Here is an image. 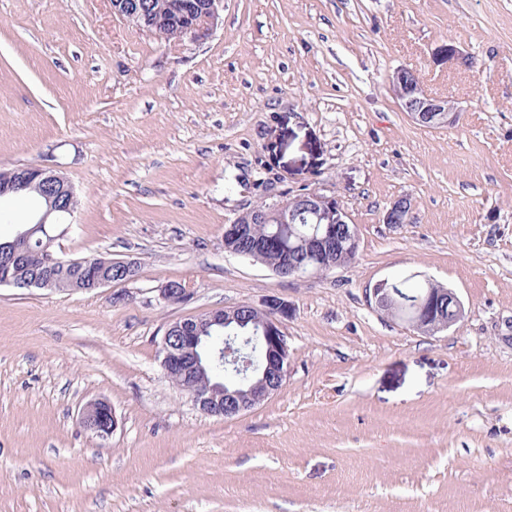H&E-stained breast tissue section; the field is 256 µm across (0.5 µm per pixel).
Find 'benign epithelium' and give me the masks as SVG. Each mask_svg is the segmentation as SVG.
<instances>
[{"label": "benign epithelium", "instance_id": "obj_1", "mask_svg": "<svg viewBox=\"0 0 512 512\" xmlns=\"http://www.w3.org/2000/svg\"><path fill=\"white\" fill-rule=\"evenodd\" d=\"M221 0H196L194 3L168 5L162 0H153L149 5L133 7L124 0H111L114 14L127 22L146 29L156 35L171 28V15L183 16L175 37L185 35L203 39L209 35L217 18V4ZM393 92L403 111L413 122L424 128H440L453 124L457 113L454 105L441 97L427 94L421 84L406 69H397L390 79ZM35 191L40 194L46 207L36 222L16 231L12 241L0 243V279L19 288L58 289L55 276L59 260L52 246L58 235L66 234L65 227L55 234L58 215H70L77 209V193L74 185L62 173L41 166H15L0 169V197ZM294 206L285 208V201L263 210L251 209L224 225V249L232 254L250 256L247 251L236 248L240 240L250 238L252 224H293L302 213L317 216L318 224L298 238L295 250L299 256H321L330 251L346 254L356 249V234L349 229L346 211L333 195L318 191L300 193L290 199ZM411 202L407 197L394 201L383 216L386 224L410 222ZM33 242L43 246L44 265L41 272L26 277L21 275ZM93 276L92 284L103 288L114 283L133 280L138 270L134 260L114 259L100 255L86 260ZM395 279L379 281L372 289L370 301L384 315L395 317L400 303L394 288ZM464 314V304L450 288L442 293L434 288L426 289L415 305V316L400 321L430 335L442 332L455 325ZM290 316V307L284 301L272 297L261 305L249 303L210 311L206 314L171 323L161 341V366L166 377L183 379L188 384L193 401L204 413L232 418L260 404L276 394L288 376L289 349L284 331V321ZM252 320L254 331L261 333L263 357L257 362L244 353L243 344L236 336L224 337V346L206 344L204 329L214 327L224 332L242 326ZM228 367L244 381H252L248 387L228 390L223 384L210 382L196 388L195 377L206 371ZM84 426L96 437L106 440L118 427L112 407L103 400L88 403L81 412Z\"/></svg>", "mask_w": 512, "mask_h": 512}]
</instances>
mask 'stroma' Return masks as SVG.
I'll use <instances>...</instances> for the list:
<instances>
[{
	"label": "stroma",
	"mask_w": 512,
	"mask_h": 512,
	"mask_svg": "<svg viewBox=\"0 0 512 512\" xmlns=\"http://www.w3.org/2000/svg\"><path fill=\"white\" fill-rule=\"evenodd\" d=\"M400 67L453 125L410 120ZM23 164L76 188L60 256L138 276L0 286V512H512V0H220L201 40L110 0H0V169ZM310 190L354 224L352 264L295 279L225 251V224ZM401 196L410 223H383ZM414 273L463 319L427 335L370 307ZM273 296L286 382L204 414L163 374L167 325ZM97 399L105 441L80 419ZM87 257L63 259L67 263L59 267V273L63 277L71 274L72 262L82 261ZM87 267L91 276H94L92 284L95 288H103L112 285V283H124L133 280L136 277L138 265L135 260L112 259V256L100 255L86 260ZM84 426L96 437L106 440L118 427V420L112 407L103 400L88 403L81 412Z\"/></svg>",
	"instance_id": "35a3bbf8"
}]
</instances>
